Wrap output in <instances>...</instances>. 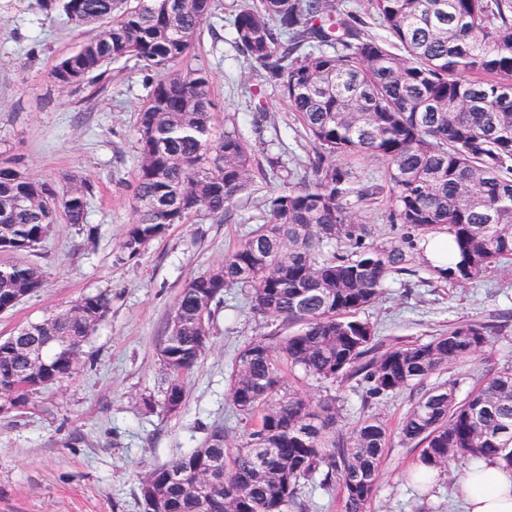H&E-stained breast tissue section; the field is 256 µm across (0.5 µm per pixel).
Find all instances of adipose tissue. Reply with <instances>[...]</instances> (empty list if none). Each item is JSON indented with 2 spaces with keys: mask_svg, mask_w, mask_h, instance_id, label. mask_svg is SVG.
Instances as JSON below:
<instances>
[{
  "mask_svg": "<svg viewBox=\"0 0 512 512\" xmlns=\"http://www.w3.org/2000/svg\"><path fill=\"white\" fill-rule=\"evenodd\" d=\"M459 491L465 512H512V470L480 460L463 472Z\"/></svg>",
  "mask_w": 512,
  "mask_h": 512,
  "instance_id": "adipose-tissue-1",
  "label": "adipose tissue"
}]
</instances>
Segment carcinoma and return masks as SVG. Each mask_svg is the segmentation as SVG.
Instances as JSON below:
<instances>
[{"label":"carcinoma","instance_id":"1","mask_svg":"<svg viewBox=\"0 0 512 512\" xmlns=\"http://www.w3.org/2000/svg\"><path fill=\"white\" fill-rule=\"evenodd\" d=\"M387 36L371 35L336 0H240L230 25L237 48L277 88L316 145L310 176L294 179L265 138V106L252 108L249 140L236 122L211 135L208 74L175 69L212 19L213 0H35L47 18L94 26L54 65L62 89L96 86L112 62L134 58L148 71L171 70L149 83L137 117L139 163L135 219L118 259L139 257L173 224L194 215L222 219L251 186L254 148L269 170L287 172L265 200L266 223L246 235L224 262L189 279L160 344L162 399L152 411H181L184 379L204 350L224 292L246 288L251 309L296 330L276 345L244 346L229 397L245 432L239 443L214 428L204 444L151 468L137 499L156 490L155 512H289L307 486L343 489L344 512H365L388 440L386 423L368 415L336 431L340 406L288 389V365L321 381L361 377L367 397L382 399L423 383L489 344L491 327L466 323L426 343L376 352L374 326L359 318L393 276L409 271L415 239L447 231L459 261L430 266L437 278L477 281L512 258V0H367ZM386 163V185L363 181L349 157ZM92 186L59 189L19 181L0 166V252L29 253L63 215L87 223ZM386 194L392 222L408 235L375 242L353 207ZM28 262L0 266V312L41 288ZM109 294L29 323L0 341V386L16 380L38 354L44 368L25 401L70 375L81 348L110 309ZM401 441L418 461L489 459L512 469V368L484 379L459 402L455 384L426 390L405 415Z\"/></svg>","mask_w":512,"mask_h":512}]
</instances>
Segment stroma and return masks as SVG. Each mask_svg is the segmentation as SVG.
Here are the masks:
<instances>
[{
	"mask_svg": "<svg viewBox=\"0 0 512 512\" xmlns=\"http://www.w3.org/2000/svg\"><path fill=\"white\" fill-rule=\"evenodd\" d=\"M31 3L0 0V159L56 185L69 175L86 180L93 196L86 226L58 221L37 253L24 254L43 271L44 286L0 314V338L99 291H111L112 308L84 344L75 374L41 389L26 409L0 416V512H142L135 492L151 466L199 447L216 426L231 441L240 439L243 424L227 392L236 356L281 328L251 309L245 289L225 292L207 350L185 380L181 412L150 411L144 401L162 398L158 349L185 282L222 263L266 221L263 202L281 183L269 174L263 153H256L252 186L227 218L192 217L172 225L138 259L118 260L135 218L144 73L136 59L124 58L112 63L101 91L61 90L50 72L81 35L46 19ZM232 5L214 0V14L224 21L222 39L214 41L203 28L189 59L205 67L212 82L213 132L222 134L231 119L247 124L254 100L262 99L266 138H279L289 167L305 172L314 147L278 89L231 44ZM409 268L361 317L386 348L424 343L463 323L493 325L488 347L425 381L429 388L454 383L458 399H465L486 376L512 366V263L462 286L433 278L421 253H414ZM283 376L312 399L335 397L341 407L337 431H350L368 415L386 422L389 438L367 512H463L458 480L464 463L438 470L427 490L410 479L418 451L402 443L399 424L417 389L369 404L353 379L330 383L288 369Z\"/></svg>",
	"mask_w": 512,
	"mask_h": 512,
	"instance_id": "stroma-1",
	"label": "stroma"
}]
</instances>
